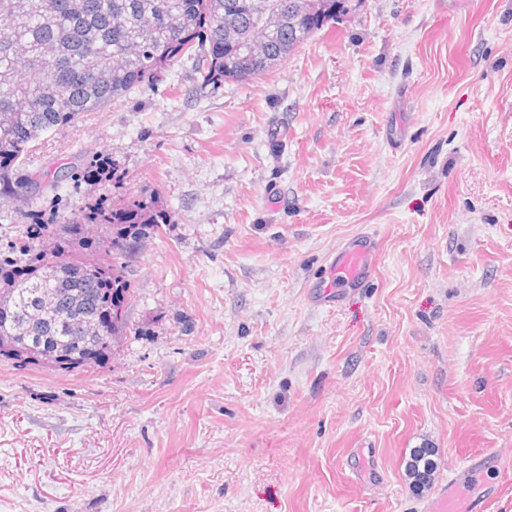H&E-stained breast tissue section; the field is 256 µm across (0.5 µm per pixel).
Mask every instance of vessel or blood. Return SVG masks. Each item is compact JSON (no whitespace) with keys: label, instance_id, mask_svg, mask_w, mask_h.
<instances>
[{"label":"vessel or blood","instance_id":"vessel-or-blood-1","mask_svg":"<svg viewBox=\"0 0 512 512\" xmlns=\"http://www.w3.org/2000/svg\"><path fill=\"white\" fill-rule=\"evenodd\" d=\"M376 251L377 243L371 235L351 239L325 268L322 281L325 295H332L339 288L363 285L374 271L372 257ZM491 503V498L483 495L473 498L459 493L451 484L440 490L430 509L431 512H487Z\"/></svg>","mask_w":512,"mask_h":512}]
</instances>
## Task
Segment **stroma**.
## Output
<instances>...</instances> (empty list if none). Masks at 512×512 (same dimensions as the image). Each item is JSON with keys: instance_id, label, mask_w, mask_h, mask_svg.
<instances>
[{"instance_id": "1", "label": "stroma", "mask_w": 512, "mask_h": 512, "mask_svg": "<svg viewBox=\"0 0 512 512\" xmlns=\"http://www.w3.org/2000/svg\"><path fill=\"white\" fill-rule=\"evenodd\" d=\"M30 162L63 176L0 202V257L35 212L157 196L168 221L105 365L0 358V512H426L451 480L512 512L480 461L512 459V0H350L251 83L180 58ZM362 233L373 276L316 303Z\"/></svg>"}]
</instances>
